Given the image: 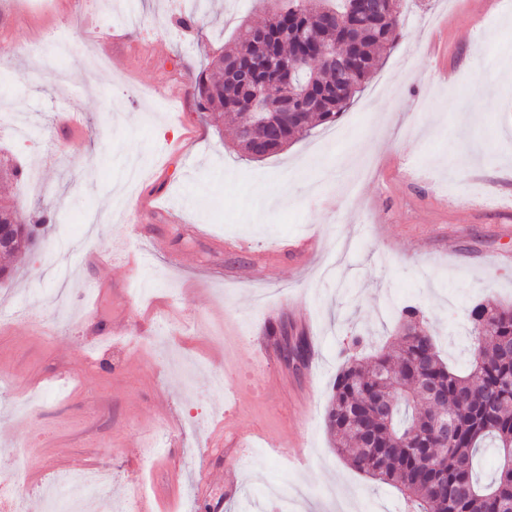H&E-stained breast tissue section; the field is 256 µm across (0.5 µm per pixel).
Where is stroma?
<instances>
[{
	"instance_id": "35a3bbf8",
	"label": "stroma",
	"mask_w": 512,
	"mask_h": 512,
	"mask_svg": "<svg viewBox=\"0 0 512 512\" xmlns=\"http://www.w3.org/2000/svg\"><path fill=\"white\" fill-rule=\"evenodd\" d=\"M133 2L120 26L103 0H0V118L34 131L23 146L0 130L24 171L0 197L52 218L0 280V479L25 473L22 512H47L75 470L104 474L70 489L85 512H407L337 455L327 408L351 336L368 356L401 335L390 302L420 308L462 368L467 307L512 301V7L404 0L398 46L339 119L348 137L320 126L253 161L188 88L261 0ZM60 32L77 47L63 78ZM268 323L307 336L306 365L255 354Z\"/></svg>"
}]
</instances>
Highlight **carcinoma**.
I'll list each match as a JSON object with an SVG mask.
<instances>
[{
    "mask_svg": "<svg viewBox=\"0 0 512 512\" xmlns=\"http://www.w3.org/2000/svg\"><path fill=\"white\" fill-rule=\"evenodd\" d=\"M400 0L371 9L370 0H289L266 12L263 41L254 27L238 28L232 46L213 56L190 85L194 97L218 122L234 123L236 146L251 158L284 150L315 126L331 124L353 102L379 66V51L400 37ZM352 72L336 83V69ZM292 85L302 102L273 113L280 138L248 135L250 97ZM52 218L41 213L30 223L0 204V225L9 244L0 252L37 247L40 228ZM472 361L461 374L440 357L420 311L401 309L404 334L398 343L370 356L366 364L347 359L336 377L327 428L337 453L356 471L394 482L408 512H512V304L478 303L467 310ZM432 384L448 395L452 423L448 441L429 431L436 416L427 395ZM487 448L495 450L494 476L480 480L476 465Z\"/></svg>",
    "mask_w": 512,
    "mask_h": 512,
    "instance_id": "cac0c4a2",
    "label": "carcinoma"
}]
</instances>
